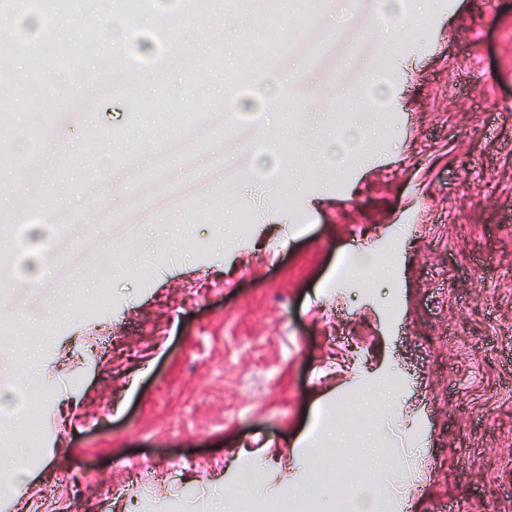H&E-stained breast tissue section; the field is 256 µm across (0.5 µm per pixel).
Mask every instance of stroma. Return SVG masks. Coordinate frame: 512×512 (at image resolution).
I'll list each match as a JSON object with an SVG mask.
<instances>
[{"instance_id":"1","label":"stroma","mask_w":512,"mask_h":512,"mask_svg":"<svg viewBox=\"0 0 512 512\" xmlns=\"http://www.w3.org/2000/svg\"><path fill=\"white\" fill-rule=\"evenodd\" d=\"M315 6L304 39L296 9L272 28L243 8L173 49L156 34L173 0L119 47L123 15L70 0L52 29L112 78L53 83L35 147L32 61L0 70L20 132L0 168V489L37 470L14 512H241L245 470L270 500L315 482L313 512H512V0ZM282 43L274 114L207 64ZM174 93L206 120L185 206L100 222L182 134L154 110ZM360 120L364 145L335 163Z\"/></svg>"}]
</instances>
